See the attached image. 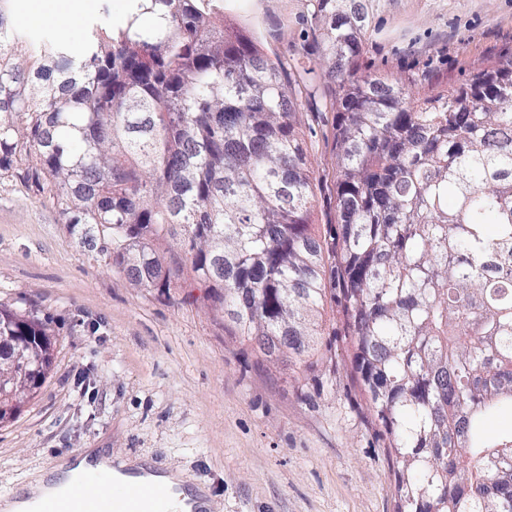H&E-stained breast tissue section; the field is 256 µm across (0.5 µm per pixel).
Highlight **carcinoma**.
I'll return each instance as SVG.
<instances>
[{
  "mask_svg": "<svg viewBox=\"0 0 512 512\" xmlns=\"http://www.w3.org/2000/svg\"><path fill=\"white\" fill-rule=\"evenodd\" d=\"M130 2L117 31L88 19L77 56L0 0V177L135 287L204 285L269 359L314 364L321 309L338 303L397 464V512H512V465L490 468L512 431L475 426L512 408V51L417 98L360 71L358 0H310L337 111V221L322 238L284 62L224 25L217 0ZM0 336L28 338L44 381L47 328L0 305Z\"/></svg>",
  "mask_w": 512,
  "mask_h": 512,
  "instance_id": "1",
  "label": "carcinoma"
}]
</instances>
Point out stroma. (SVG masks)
Returning a JSON list of instances; mask_svg holds the SVG:
<instances>
[{
    "label": "stroma",
    "instance_id": "stroma-1",
    "mask_svg": "<svg viewBox=\"0 0 512 512\" xmlns=\"http://www.w3.org/2000/svg\"><path fill=\"white\" fill-rule=\"evenodd\" d=\"M235 25L289 76L322 92L308 43L309 0H222ZM364 73L411 91L464 84L512 47V0H364ZM80 21L107 11L122 28L129 0H53ZM317 187L312 230L337 220L333 112L301 110ZM201 288H137L82 247L56 209L16 177L0 178V304L46 324L51 371L36 397L0 423V500L37 489L61 454L85 449L182 473L217 512H396L397 466L342 334L323 336L325 363L265 361L212 310Z\"/></svg>",
    "mask_w": 512,
    "mask_h": 512
}]
</instances>
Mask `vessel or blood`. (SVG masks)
I'll list each match as a JSON object with an SVG mask.
<instances>
[{
    "instance_id": "obj_1",
    "label": "vessel or blood",
    "mask_w": 512,
    "mask_h": 512,
    "mask_svg": "<svg viewBox=\"0 0 512 512\" xmlns=\"http://www.w3.org/2000/svg\"><path fill=\"white\" fill-rule=\"evenodd\" d=\"M80 491L56 496L37 493V512H169V497L160 484L137 490L114 483L111 469L87 472Z\"/></svg>"
}]
</instances>
